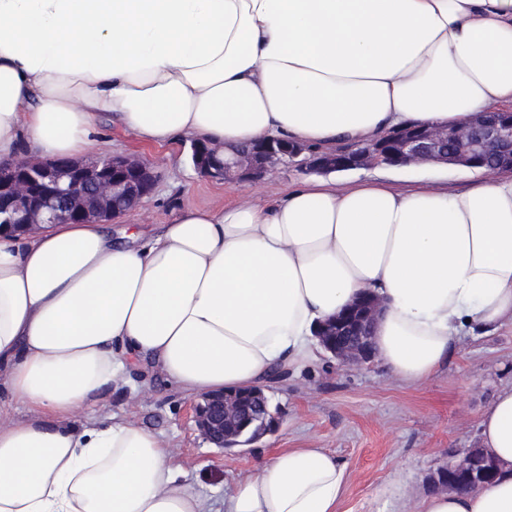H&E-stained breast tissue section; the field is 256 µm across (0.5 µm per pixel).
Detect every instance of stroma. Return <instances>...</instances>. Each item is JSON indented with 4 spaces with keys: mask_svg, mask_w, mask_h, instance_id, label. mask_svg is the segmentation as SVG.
I'll list each match as a JSON object with an SVG mask.
<instances>
[{
    "mask_svg": "<svg viewBox=\"0 0 512 512\" xmlns=\"http://www.w3.org/2000/svg\"><path fill=\"white\" fill-rule=\"evenodd\" d=\"M97 134L108 154H140L154 165L153 193L135 210L107 225L109 233L137 226L144 233L169 223L184 203L219 208L242 200L281 197L301 178L281 166L261 180L215 181L190 160V143L148 145L109 119ZM381 178L407 191L432 181L448 191L477 184L479 173L450 167H374L341 172L344 180ZM512 384V327L461 340L448 363L428 380L396 379L379 362L340 366L328 358L289 372L266 393L279 427L243 447L219 448L198 432L192 395L151 364L128 367L125 382L109 390L94 414L126 419L155 432L171 449L187 482L210 499L215 512L224 493L282 448H324L346 465L347 491L338 512H416L429 480L452 454L473 447L477 423L494 392Z\"/></svg>",
    "mask_w": 512,
    "mask_h": 512,
    "instance_id": "stroma-1",
    "label": "stroma"
}]
</instances>
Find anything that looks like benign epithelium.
Returning a JSON list of instances; mask_svg holds the SVG:
<instances>
[{
  "label": "benign epithelium",
  "instance_id": "1",
  "mask_svg": "<svg viewBox=\"0 0 512 512\" xmlns=\"http://www.w3.org/2000/svg\"><path fill=\"white\" fill-rule=\"evenodd\" d=\"M460 142L448 149V140ZM204 176L219 180L259 179L280 164L307 173L329 174L372 166H408L424 162L512 173V108L475 114L463 127L408 126L350 150L314 152L308 147L270 140L242 151L228 162L216 147L194 143ZM153 165L139 155L89 159L18 158L0 162V223L29 232L49 224L112 222L149 196ZM381 302L363 298L325 322L316 332L323 350L341 365H361L375 357L373 328ZM265 388L205 395L195 406V425L210 443L224 447V429L251 420ZM448 472L468 477L467 489L486 486L476 449L448 462Z\"/></svg>",
  "mask_w": 512,
  "mask_h": 512
}]
</instances>
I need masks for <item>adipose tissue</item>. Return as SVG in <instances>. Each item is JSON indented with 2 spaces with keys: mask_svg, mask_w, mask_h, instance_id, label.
I'll return each instance as SVG.
<instances>
[{
  "mask_svg": "<svg viewBox=\"0 0 512 512\" xmlns=\"http://www.w3.org/2000/svg\"><path fill=\"white\" fill-rule=\"evenodd\" d=\"M512 105V0H0V161L102 151L101 116L151 144L286 140L329 152ZM380 298L377 359L434 375L462 337L512 327V176L401 192L307 178L264 204L177 208L162 230L0 229V512H211L158 435L73 418L149 360L181 391L313 363L319 325ZM500 462L419 512H512V385L478 422ZM345 465L285 448L224 512H336Z\"/></svg>",
  "mask_w": 512,
  "mask_h": 512,
  "instance_id": "ef3b65f1",
  "label": "adipose tissue"
}]
</instances>
